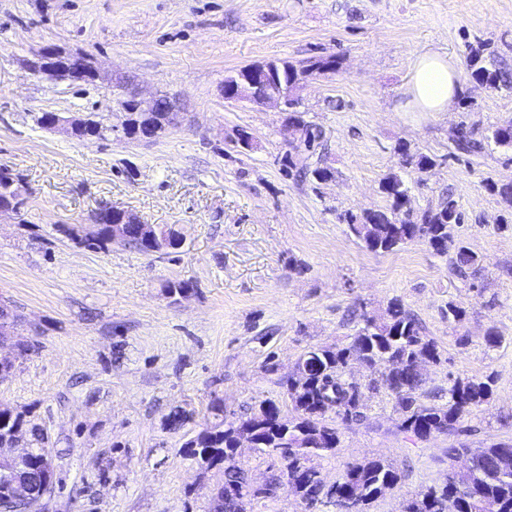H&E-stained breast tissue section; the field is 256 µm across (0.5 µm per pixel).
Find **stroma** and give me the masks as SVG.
Returning a JSON list of instances; mask_svg holds the SVG:
<instances>
[{"mask_svg": "<svg viewBox=\"0 0 512 512\" xmlns=\"http://www.w3.org/2000/svg\"><path fill=\"white\" fill-rule=\"evenodd\" d=\"M480 41L512 70V0H0V164L26 198L20 212L0 213V300L19 318L0 346L15 362L0 379V405L48 436L56 479L36 512H209L220 475L182 445L213 422L212 400L228 417L264 400L292 414L284 383L298 358L347 346L360 314L393 299L441 351L424 370L423 401L436 402L457 377L492 379V398L459 439L512 442V230L496 227L512 206L484 186L512 182V162L492 145L452 155L459 123L483 130L512 118V90L472 81L469 47ZM46 45L91 54L98 80L32 75L24 62ZM426 49L458 63L471 109L402 111L412 62ZM321 55L341 65L301 93L333 172L316 184L286 172L278 108L226 102L223 86L253 63ZM118 78L142 96L178 100V126L145 144L80 140L35 123L43 112L111 115ZM241 129L255 138L245 153L235 144ZM401 143L435 158L405 174L412 206L453 194L464 217L454 234L483 260L477 278H461L423 243L372 253L340 222L385 206L379 182L398 171ZM110 205L175 226L182 247L93 252L63 233ZM170 280L194 289L171 298ZM451 301L465 309L462 323L444 316ZM489 332L497 346L484 344ZM177 409L191 418L167 429ZM363 412V424L342 427L340 450L313 464L331 483L348 462L391 461L401 479L369 512H402L444 481L450 438L407 439L382 392Z\"/></svg>", "mask_w": 512, "mask_h": 512, "instance_id": "35a3bbf8", "label": "stroma"}]
</instances>
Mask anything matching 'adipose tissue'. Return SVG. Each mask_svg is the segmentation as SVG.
Instances as JSON below:
<instances>
[{"instance_id": "obj_1", "label": "adipose tissue", "mask_w": 512, "mask_h": 512, "mask_svg": "<svg viewBox=\"0 0 512 512\" xmlns=\"http://www.w3.org/2000/svg\"><path fill=\"white\" fill-rule=\"evenodd\" d=\"M462 91L459 69L446 55L427 50L418 54L404 88L407 112H444Z\"/></svg>"}]
</instances>
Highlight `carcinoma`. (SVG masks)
Returning a JSON list of instances; mask_svg holds the SVG:
<instances>
[{"label": "carcinoma", "mask_w": 512, "mask_h": 512, "mask_svg": "<svg viewBox=\"0 0 512 512\" xmlns=\"http://www.w3.org/2000/svg\"><path fill=\"white\" fill-rule=\"evenodd\" d=\"M492 55L489 44L482 43L470 50L471 77L492 90L512 89V71L496 66L483 65L485 56ZM336 56L310 57L304 61L273 60L268 67L282 70L288 83L298 87L307 80L340 68ZM294 106L288 119L303 129L304 140L287 155L288 164L300 166V172L311 174L313 180L331 176L329 169L320 163H311L316 147L323 139L322 130L305 118L301 102L290 101ZM116 122L89 115L75 131L78 139L107 140L114 132L126 131L123 116L115 114ZM491 141L498 147L512 151V119L505 120L476 136L475 128L460 123L453 139L456 151L476 154ZM400 155V168L404 171L423 172L435 165V159L413 152L407 144L396 147ZM387 201L382 209L362 214L346 212L341 218L350 233L374 253L393 252L410 243L432 244L440 255L452 254V264L461 277H475L483 270L482 258L454 236V226L461 223L462 213L449 192L438 202L421 212H411V221L404 223L400 215L410 207L409 188L396 172L386 174L379 183ZM99 223L90 228H68L67 235L77 244L92 250H106L112 243L111 226L107 216L98 214ZM183 238L171 225L154 228L150 237L141 236L131 227L122 244L144 254H167L181 247ZM428 355L434 362L441 361V354L434 339L426 335L421 322L411 315L397 299L391 300L382 315L374 318L362 315L358 328L348 346L333 348L314 347L304 352L297 363L307 368L308 375L301 388L286 384L294 416L286 417L272 401H262L258 408L231 419L224 418V408L219 401L210 410L219 421L202 428L184 444L185 453L195 461L207 464V469L222 471V479L211 495V512H243L241 498H273L287 490L305 505V512L317 506L321 497L341 494L360 501L361 512L386 490L399 481V474L386 459H372L347 464L342 477L328 488L320 471L313 465L302 471L293 487L285 484L282 473L275 471L260 490L252 489L247 470L235 458L240 429L254 433L255 448L268 454L308 455L314 459L334 454L341 448L339 428L328 423L330 413L345 425L358 424L365 419L362 412L364 392L386 391L396 401L401 419L398 429L417 440L433 435H457L473 409L488 402L492 395L489 379L477 377L456 378L448 386V399L441 404L421 401L420 390L424 384L421 375L410 369L418 357ZM360 362L377 368V376L361 385L345 379L349 366ZM26 433L23 415L0 408V443L13 445ZM33 441L28 443L30 453L18 464L0 468V504L10 497L12 481L27 483L38 494L47 483L44 457L46 448L36 445L37 428H31ZM504 443H492L483 448H471L463 443L451 442L445 449L449 458L464 455L470 459L468 472L460 477L447 475L443 486L421 490L407 504V512H484L485 501L497 505V512H512V470H499L496 457Z\"/></svg>", "instance_id": "cac0c4a2"}]
</instances>
